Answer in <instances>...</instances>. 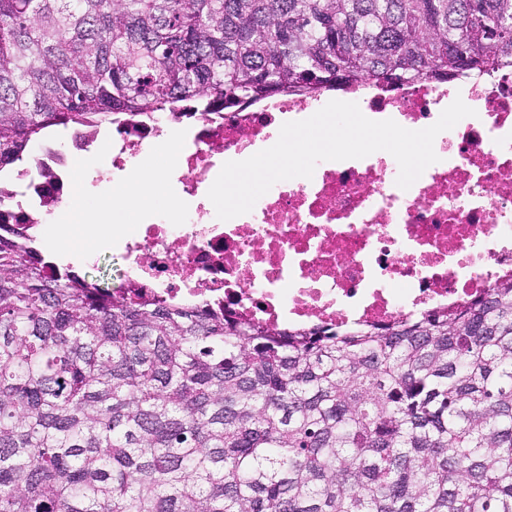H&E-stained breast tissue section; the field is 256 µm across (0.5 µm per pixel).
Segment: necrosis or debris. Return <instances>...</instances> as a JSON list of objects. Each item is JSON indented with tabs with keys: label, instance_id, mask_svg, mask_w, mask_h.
I'll list each match as a JSON object with an SVG mask.
<instances>
[{
	"label": "necrosis or debris",
	"instance_id": "1",
	"mask_svg": "<svg viewBox=\"0 0 512 512\" xmlns=\"http://www.w3.org/2000/svg\"><path fill=\"white\" fill-rule=\"evenodd\" d=\"M454 95L426 81L371 88L369 119L409 130L434 124ZM474 116L434 141L439 157L409 189L385 151L323 161L312 178L276 183L251 212L219 220L207 192L225 162L268 148L288 115H313L320 97L291 96L236 111L158 112L41 142L30 164L0 174V224L33 240L77 205L73 160L104 179L131 175L147 146L180 138V203L152 212L124 242L125 289L292 326L382 324L451 309L512 276V69L469 84Z\"/></svg>",
	"mask_w": 512,
	"mask_h": 512
}]
</instances>
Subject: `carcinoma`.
Instances as JSON below:
<instances>
[{
    "label": "carcinoma",
    "instance_id": "obj_1",
    "mask_svg": "<svg viewBox=\"0 0 512 512\" xmlns=\"http://www.w3.org/2000/svg\"><path fill=\"white\" fill-rule=\"evenodd\" d=\"M512 68V0H0V172L50 127ZM0 512H512V278L307 330L0 233Z\"/></svg>",
    "mask_w": 512,
    "mask_h": 512
}]
</instances>
